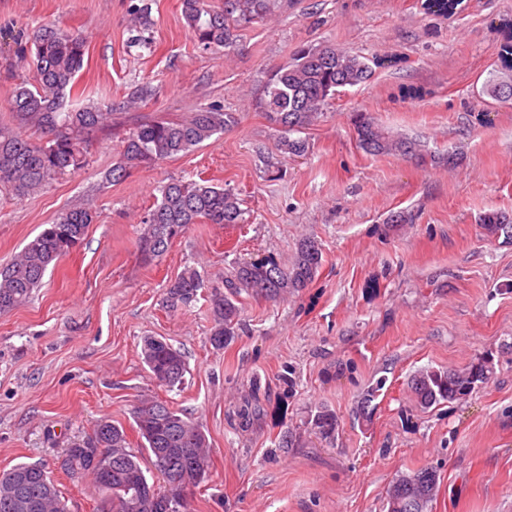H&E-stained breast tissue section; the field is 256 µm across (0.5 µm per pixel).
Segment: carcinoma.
Segmentation results:
<instances>
[{
	"instance_id": "cac0c4a2",
	"label": "carcinoma",
	"mask_w": 512,
	"mask_h": 512,
	"mask_svg": "<svg viewBox=\"0 0 512 512\" xmlns=\"http://www.w3.org/2000/svg\"><path fill=\"white\" fill-rule=\"evenodd\" d=\"M271 0H224L215 9L210 0H182V13L197 45L204 49H231L240 28L267 19ZM137 24L131 41L142 42L148 8L134 6ZM16 57L32 58L34 82L21 83L13 91L12 107L19 127L0 126V192L23 197L41 189L67 169H79L86 162L89 137L108 126L112 113L91 106L64 110L66 90L73 87L83 69L87 39L79 32H62L42 27L23 40L16 39ZM369 64L357 55L330 45L299 48L291 62L277 67L263 87L256 106L271 125L279 128L282 151L301 156L309 143L290 134L312 125L338 89L367 82ZM233 116L219 104L202 107L181 122L145 121L122 139L125 163L112 168L116 182L127 170L172 158L224 132ZM358 146L371 155H403L422 158L416 143L395 137L376 124L365 112L354 115ZM95 216L83 209L69 210L33 237L13 261L0 265V314L27 303L42 284L48 267L61 261L84 241ZM238 224L242 221L241 200L230 189L197 181L173 180L162 187L161 200L142 218L139 250L148 260L167 253L173 241L191 224ZM485 234L512 239V217L499 212L482 219ZM323 265L317 241L303 240L292 264L286 268L270 260H242L234 278L209 295L213 317L210 344L227 346L241 326L236 297L241 291H255L277 300L311 285ZM204 287V279L193 267L185 268L169 282L166 300L170 307L186 304ZM142 360L148 372L167 388L183 384L187 373L184 354L155 336L144 338ZM489 362L480 359L464 370L428 368L409 381L419 406L427 410L456 400L490 379ZM320 437L331 439L338 429L336 413L321 406L310 419ZM142 440L141 455L130 447L124 428L108 419L99 421L92 433L65 449L69 475L73 467L92 476L103 499H112V512H155L137 496V481L150 482L147 473L156 471L162 479L159 492L178 477L192 488L200 486L209 471V441L201 428L166 401L142 403L135 416ZM120 451V462L104 472L93 463L102 452ZM22 479L9 494L0 488V512H68L44 465L19 463L13 467ZM438 489V474L432 468L403 473L387 490V512H425Z\"/></svg>"
}]
</instances>
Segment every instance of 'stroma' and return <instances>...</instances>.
<instances>
[{
	"label": "stroma",
	"mask_w": 512,
	"mask_h": 512,
	"mask_svg": "<svg viewBox=\"0 0 512 512\" xmlns=\"http://www.w3.org/2000/svg\"><path fill=\"white\" fill-rule=\"evenodd\" d=\"M137 2L0 0V124H15L13 89L34 76L17 63L15 38L51 25L88 37L69 100L97 104L118 127L92 140L82 169L23 198L0 194V264L65 211L97 216L32 300L0 314V472L43 464L70 512H102L92 477L60 468L64 448L105 417L139 448L134 412L160 399L210 443L192 512H386L392 481L426 467L440 485L426 512H512V242L481 227L486 213H512V98L485 92L492 79L512 85L502 54L512 0H458L449 13L427 0H274L228 54L196 46L182 0H147L145 41L130 43ZM306 45L361 55L372 77L337 92L295 157L254 99ZM213 102L234 117L224 132L111 180L121 138L140 121L184 120ZM357 112L414 141L422 160L366 154ZM199 178L238 194L242 223L191 225L145 261L141 219L161 186ZM400 211L409 222L389 223ZM308 236L323 249L315 281L284 300L241 292L246 328L223 349L209 342L205 295L166 301L184 266L217 285L244 258L288 264ZM146 336L184 353L183 388L152 379ZM480 359L493 369L487 383L418 406L408 387L417 372ZM380 379L372 419L361 421V394ZM321 404L340 423L331 440L306 429ZM291 429L294 447H278Z\"/></svg>",
	"instance_id": "obj_1"
}]
</instances>
